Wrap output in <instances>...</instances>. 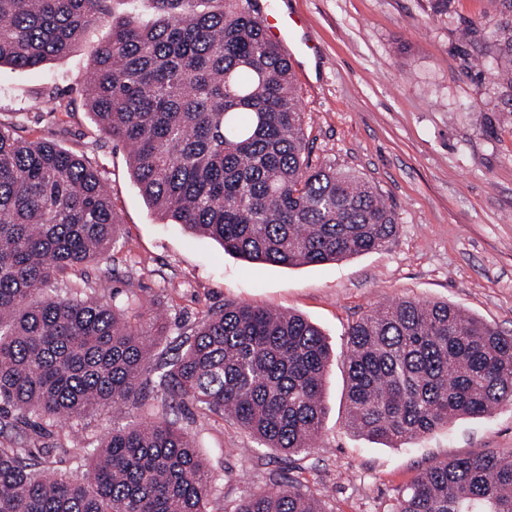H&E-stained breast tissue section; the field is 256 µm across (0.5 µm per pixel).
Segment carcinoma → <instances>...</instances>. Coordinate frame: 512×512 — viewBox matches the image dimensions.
<instances>
[{
  "label": "carcinoma",
  "mask_w": 512,
  "mask_h": 512,
  "mask_svg": "<svg viewBox=\"0 0 512 512\" xmlns=\"http://www.w3.org/2000/svg\"><path fill=\"white\" fill-rule=\"evenodd\" d=\"M152 24L127 17L94 52L79 90L100 131L130 153L148 204L227 253L298 266L377 250L397 216L350 170L309 161L292 65L266 38L253 0H153ZM486 50L512 86V0ZM109 0H0V66L66 57ZM70 114L51 96L33 108ZM120 220L84 155L0 123V435L110 406L145 418L81 449L84 482L50 472L46 448L18 430L0 444V512H210L213 484L193 439L149 404L156 368L175 400L231 419L261 445L305 454L321 433L331 365L322 332L296 313L245 302L203 318L170 357L156 302L120 309L95 289L51 293L59 273L101 261ZM347 420L404 444L459 417L512 403V336L446 302L400 299L348 329ZM233 512H327L296 478L269 476ZM392 512H512V457L438 462Z\"/></svg>",
  "instance_id": "1"
}]
</instances>
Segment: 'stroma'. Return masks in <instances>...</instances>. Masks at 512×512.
<instances>
[{"label": "stroma", "instance_id": "35a3bbf8", "mask_svg": "<svg viewBox=\"0 0 512 512\" xmlns=\"http://www.w3.org/2000/svg\"><path fill=\"white\" fill-rule=\"evenodd\" d=\"M300 18L309 48L292 69L315 163L365 178L398 218L383 248L316 265L252 262L176 224L142 196L127 150L78 110L69 134L34 111L52 92L78 99L109 22L88 28L73 54L34 70L0 67V121L21 120L31 139L58 137L98 169L121 221L107 262L62 271L57 293L107 285L111 303L155 299L171 335L188 333L228 302L300 314L315 324L335 359L325 382L327 416L315 448L285 457L261 447L233 422L194 405L171 418L195 440L213 476L211 512H229L270 473L296 476L329 512H391L427 467L488 451L512 453V404L462 417L393 446L347 424L344 401L349 327L400 298L449 303L512 335V89L477 66L482 39L497 18L494 0H274ZM478 30L464 42L460 28ZM132 409H102L51 426L41 444L57 468L71 451L97 443L113 424L139 420Z\"/></svg>", "mask_w": 512, "mask_h": 512}]
</instances>
